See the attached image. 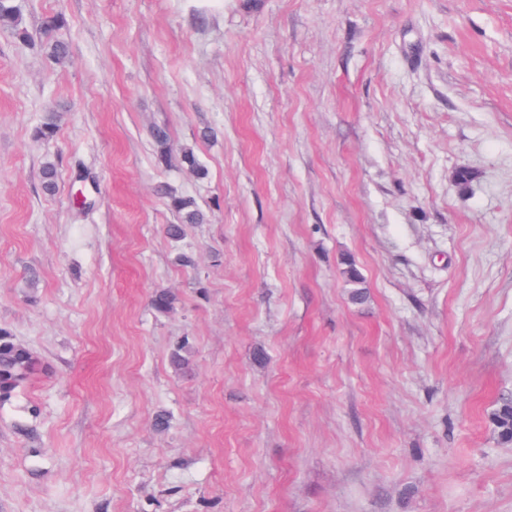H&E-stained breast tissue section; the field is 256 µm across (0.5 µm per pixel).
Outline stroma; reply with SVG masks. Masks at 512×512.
Wrapping results in <instances>:
<instances>
[{
    "instance_id": "obj_1",
    "label": "stroma",
    "mask_w": 512,
    "mask_h": 512,
    "mask_svg": "<svg viewBox=\"0 0 512 512\" xmlns=\"http://www.w3.org/2000/svg\"><path fill=\"white\" fill-rule=\"evenodd\" d=\"M15 3L70 59L0 31V326L50 367L0 512H512V0ZM63 25L64 19L60 15L47 16L42 23L43 34L45 35L42 48L57 63L65 62L70 53L68 43L53 36V33ZM153 141L159 161L162 164L168 165L171 164L173 160H177L178 164L187 166V168L196 172L200 178H204L206 176V172L200 166L193 150L186 147L177 149L172 143L166 129H154ZM161 194L168 199V205L180 220V224H167L164 228L166 236L173 241H180L183 236V224H203L205 215L190 197L178 196L166 188H161ZM343 275L350 285L349 299L352 303H363L367 299V289L363 286V278L351 260L343 262ZM494 423L500 438L505 442L512 441V399L503 400L494 412Z\"/></svg>"
}]
</instances>
